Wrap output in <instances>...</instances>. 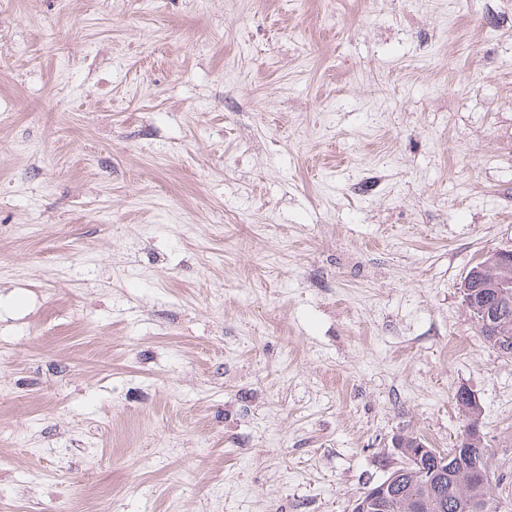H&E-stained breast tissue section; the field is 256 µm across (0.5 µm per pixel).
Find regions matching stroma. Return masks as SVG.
I'll use <instances>...</instances> for the list:
<instances>
[{
    "instance_id": "stroma-1",
    "label": "stroma",
    "mask_w": 512,
    "mask_h": 512,
    "mask_svg": "<svg viewBox=\"0 0 512 512\" xmlns=\"http://www.w3.org/2000/svg\"><path fill=\"white\" fill-rule=\"evenodd\" d=\"M0 0V512H350L469 391L512 512V0ZM485 259L486 261L482 262ZM472 266L464 281L463 297L465 305L469 306L473 310L476 318L478 319L475 320L478 335L500 355L512 357V315L509 320L501 324V331L504 333L503 336H509L511 339V342L505 348L496 347L495 344L489 342L484 334L483 327L480 324H485L488 329V333L491 334L492 329L499 322L498 317L502 313L503 309L510 306L512 297V278L503 277L492 281H483L482 277L485 274L486 268L489 266L502 268L504 270L512 268V249L495 251ZM477 288H483L484 290L477 294V299L480 301L479 304H474V297ZM471 301L473 304H471Z\"/></svg>"
}]
</instances>
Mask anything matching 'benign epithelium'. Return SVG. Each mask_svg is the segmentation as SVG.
<instances>
[{"label":"benign epithelium","instance_id":"benign-epithelium-1","mask_svg":"<svg viewBox=\"0 0 512 512\" xmlns=\"http://www.w3.org/2000/svg\"><path fill=\"white\" fill-rule=\"evenodd\" d=\"M494 266L508 270L512 268V249L495 251L486 257V261L474 264L464 281L463 297L465 305L469 306L480 323L487 329H493L499 322L503 309L512 305V278L503 277L492 281H484L482 277L486 268ZM394 450L404 458L401 469L394 470L384 481L368 488L353 503L351 512H383L387 506L391 490L396 487L400 477L413 469L427 475L424 486L427 492L407 500L405 506L408 512H429L433 495V485L436 484V474H448L460 470V475L466 481L487 483L491 476L479 464L467 468H458L460 453L453 451L445 454L434 448L417 442V448L410 451L405 448V439L396 437L393 442Z\"/></svg>","mask_w":512,"mask_h":512}]
</instances>
